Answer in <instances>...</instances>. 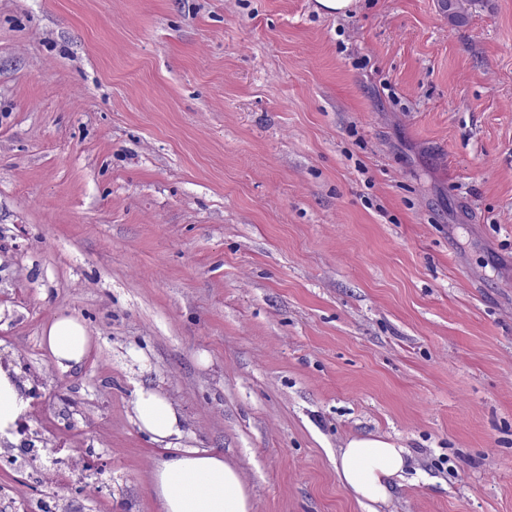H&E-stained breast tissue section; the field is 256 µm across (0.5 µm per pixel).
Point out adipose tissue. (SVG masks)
I'll list each match as a JSON object with an SVG mask.
<instances>
[{
    "label": "adipose tissue",
    "instance_id": "adipose-tissue-1",
    "mask_svg": "<svg viewBox=\"0 0 512 512\" xmlns=\"http://www.w3.org/2000/svg\"><path fill=\"white\" fill-rule=\"evenodd\" d=\"M55 365L69 370L88 354L91 338L84 324L69 315L56 316L44 332ZM28 402L7 371L0 368V438L11 437ZM133 418L139 430L157 444L171 448L157 460L153 491L162 512H252L251 494L241 471L222 453L172 445L183 434L182 417L173 403L150 387L137 390ZM409 451L380 437H355L340 448L336 471L368 512H378L390 499V479L402 476Z\"/></svg>",
    "mask_w": 512,
    "mask_h": 512
}]
</instances>
